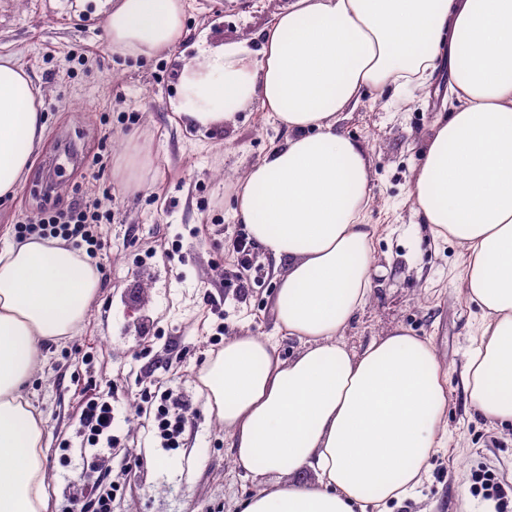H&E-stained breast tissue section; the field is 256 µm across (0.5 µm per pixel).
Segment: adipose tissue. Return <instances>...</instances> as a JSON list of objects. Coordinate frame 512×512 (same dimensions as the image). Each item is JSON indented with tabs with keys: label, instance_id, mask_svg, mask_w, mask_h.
Masks as SVG:
<instances>
[{
	"label": "adipose tissue",
	"instance_id": "adipose-tissue-1",
	"mask_svg": "<svg viewBox=\"0 0 512 512\" xmlns=\"http://www.w3.org/2000/svg\"><path fill=\"white\" fill-rule=\"evenodd\" d=\"M111 47L149 59L184 43L187 0H94ZM455 98L408 187L433 239L467 256L480 322L463 371L475 412L512 422V0H285L258 40L182 59L175 111L223 126L257 108L286 141L237 178L234 218L273 260L274 314L299 349L241 331L200 375L234 461L256 484L241 512H390L448 442L447 373L430 341L398 328L361 351L343 335L373 288L366 147L339 126L363 98L429 83ZM41 92L0 56V197L40 144ZM101 287L57 239L0 250V512H47L45 421L23 389L39 346L72 335ZM314 481H304V474Z\"/></svg>",
	"mask_w": 512,
	"mask_h": 512
}]
</instances>
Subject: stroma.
Here are the masks:
<instances>
[{"label": "stroma", "instance_id": "1", "mask_svg": "<svg viewBox=\"0 0 512 512\" xmlns=\"http://www.w3.org/2000/svg\"><path fill=\"white\" fill-rule=\"evenodd\" d=\"M282 4L189 0L186 57L257 35ZM4 54L41 87L46 132L16 195L0 199V249L20 214L94 201L103 212L94 257L102 287L73 336L41 345L25 388L46 426L48 512H63L81 494L87 459L106 450L108 479L118 488L112 512H237L255 484L235 465L199 376L215 355L213 334L278 336L271 261L256 250L238 266L225 243L247 233L229 212L236 178L285 130L255 109L210 131L186 124L172 108L175 59L114 51L90 2L0 0ZM452 102L442 67L428 88L364 100L340 120L368 148L374 203L367 221L379 228L373 290L343 340L358 351L408 329L430 340L448 376V445L393 512H486L472 471L485 466L512 481V425L478 416L461 383L479 320L460 286L467 256L417 226L407 197L424 139ZM131 140L142 150L136 189L117 174ZM237 279L248 292L234 288ZM278 338L282 358L297 353L295 340ZM85 388L112 405L111 442L93 447L80 434ZM161 388L188 401L176 448L161 447L137 416L145 392Z\"/></svg>", "mask_w": 512, "mask_h": 512}]
</instances>
